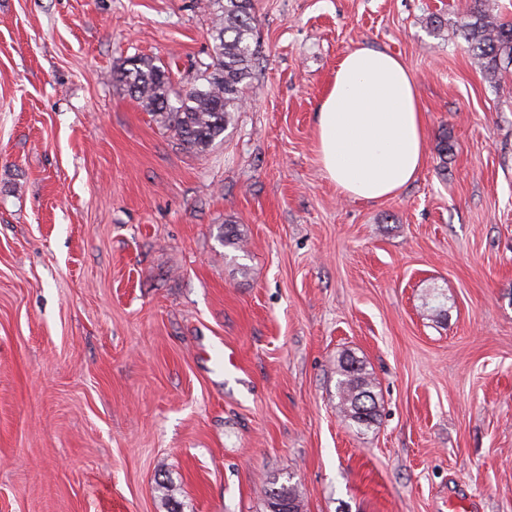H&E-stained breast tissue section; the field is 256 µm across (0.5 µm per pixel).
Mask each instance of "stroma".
<instances>
[{
    "mask_svg": "<svg viewBox=\"0 0 512 512\" xmlns=\"http://www.w3.org/2000/svg\"><path fill=\"white\" fill-rule=\"evenodd\" d=\"M468 7L254 0L244 106L198 152L114 74L195 84L201 0H0V512H270L285 483L302 512H512V66L473 64ZM358 47L404 60L425 118L384 201L317 159ZM347 354L367 429L336 408ZM336 384L340 415L357 427H369L377 415V402L372 391L373 380L363 364L354 357L342 362Z\"/></svg>",
    "mask_w": 512,
    "mask_h": 512,
    "instance_id": "1",
    "label": "stroma"
}]
</instances>
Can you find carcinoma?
I'll list each match as a JSON object with an SVG mask.
<instances>
[{"mask_svg": "<svg viewBox=\"0 0 512 512\" xmlns=\"http://www.w3.org/2000/svg\"><path fill=\"white\" fill-rule=\"evenodd\" d=\"M488 0H471L459 23L474 64L494 81L502 63L512 62V22L486 7ZM212 11L210 62L204 64L200 84L182 91L172 86L170 72L148 58L134 59L116 73L128 94L189 148L203 152L224 134L234 113L244 105L242 89L251 77L255 54V16L252 0H207ZM340 415L357 427L370 426L377 415L373 380L354 357L342 362L336 384ZM270 512H302L290 486L269 493Z\"/></svg>", "mask_w": 512, "mask_h": 512, "instance_id": "cac0c4a2", "label": "carcinoma"}]
</instances>
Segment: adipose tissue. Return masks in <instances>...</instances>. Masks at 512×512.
Instances as JSON below:
<instances>
[{
  "instance_id": "obj_1",
  "label": "adipose tissue",
  "mask_w": 512,
  "mask_h": 512,
  "mask_svg": "<svg viewBox=\"0 0 512 512\" xmlns=\"http://www.w3.org/2000/svg\"><path fill=\"white\" fill-rule=\"evenodd\" d=\"M318 161L346 197L392 198L426 160L425 129L414 83L404 63L361 47L339 63L315 112Z\"/></svg>"
}]
</instances>
